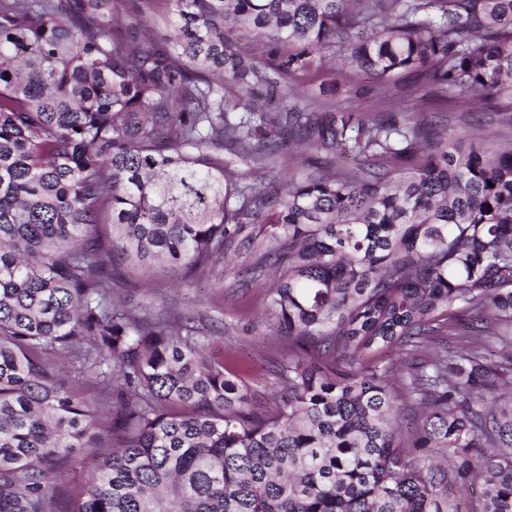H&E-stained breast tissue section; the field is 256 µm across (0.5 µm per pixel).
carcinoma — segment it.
<instances>
[{"label": "carcinoma", "instance_id": "cac0c4a2", "mask_svg": "<svg viewBox=\"0 0 512 512\" xmlns=\"http://www.w3.org/2000/svg\"><path fill=\"white\" fill-rule=\"evenodd\" d=\"M158 9L164 43L135 33ZM336 43L372 84L286 100ZM400 73L511 99L512 0H0V512H53L102 429L72 512H459L452 484L512 512V143L331 104ZM288 131L328 161L282 188L224 161L265 174ZM231 249L288 340L271 396L190 320L113 311L119 267ZM401 401L425 408L406 453Z\"/></svg>", "mask_w": 512, "mask_h": 512}]
</instances>
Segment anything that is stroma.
Masks as SVG:
<instances>
[{"mask_svg":"<svg viewBox=\"0 0 512 512\" xmlns=\"http://www.w3.org/2000/svg\"><path fill=\"white\" fill-rule=\"evenodd\" d=\"M510 110L512 102L506 100L478 105L463 95L442 106L434 120L452 127L470 124L484 145L494 150L512 141V123L503 118ZM252 261L251 254L236 253L232 256L234 271L222 274L215 270L194 280L186 279L182 271L163 266L146 276L135 273L123 302L157 315L194 317L204 334L222 342L225 361L263 392L274 381L272 365L288 347L262 317L261 288L238 275Z\"/></svg>","mask_w":512,"mask_h":512,"instance_id":"35a3bbf8","label":"stroma"}]
</instances>
